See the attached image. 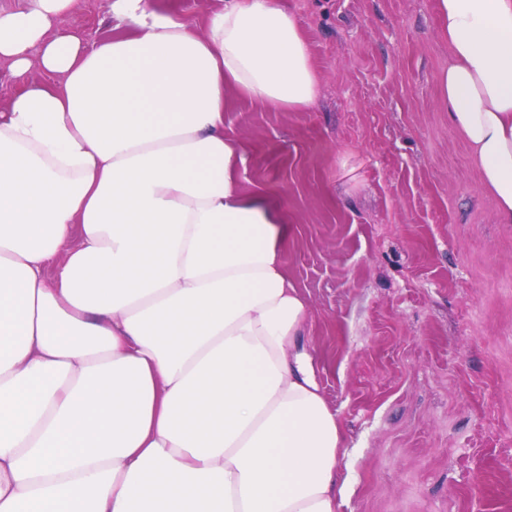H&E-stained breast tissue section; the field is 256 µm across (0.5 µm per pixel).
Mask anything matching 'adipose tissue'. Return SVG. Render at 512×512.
<instances>
[{"mask_svg": "<svg viewBox=\"0 0 512 512\" xmlns=\"http://www.w3.org/2000/svg\"><path fill=\"white\" fill-rule=\"evenodd\" d=\"M78 6L0 7L21 85L0 109V512H339L288 225L224 133L228 85L315 104L303 32L276 0H226L202 36L111 0L91 46L58 28ZM436 11L448 121L512 224V0Z\"/></svg>", "mask_w": 512, "mask_h": 512, "instance_id": "obj_1", "label": "adipose tissue"}]
</instances>
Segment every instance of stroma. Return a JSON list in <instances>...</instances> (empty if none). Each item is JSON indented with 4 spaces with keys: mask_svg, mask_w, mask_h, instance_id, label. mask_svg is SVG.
<instances>
[{
    "mask_svg": "<svg viewBox=\"0 0 512 512\" xmlns=\"http://www.w3.org/2000/svg\"><path fill=\"white\" fill-rule=\"evenodd\" d=\"M195 31L225 0H152ZM304 32L316 104L224 93L242 179L288 216L290 279L344 427L340 512H512V224L497 221L439 74L436 0H279ZM110 0L61 23L112 35Z\"/></svg>",
    "mask_w": 512,
    "mask_h": 512,
    "instance_id": "1",
    "label": "stroma"
}]
</instances>
